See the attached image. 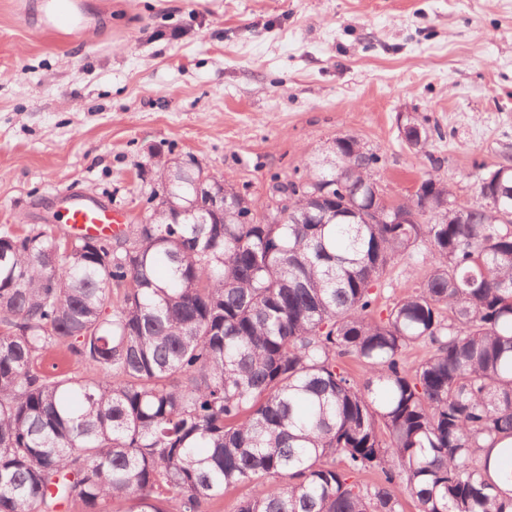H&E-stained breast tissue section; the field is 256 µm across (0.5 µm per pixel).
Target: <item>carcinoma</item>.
Here are the masks:
<instances>
[{
    "label": "carcinoma",
    "instance_id": "obj_1",
    "mask_svg": "<svg viewBox=\"0 0 512 512\" xmlns=\"http://www.w3.org/2000/svg\"><path fill=\"white\" fill-rule=\"evenodd\" d=\"M363 148L336 137L304 192L333 179L337 202L383 208ZM505 166L476 177L497 208L429 174L393 206L407 224L307 202L266 224L230 184L223 223L194 224L187 181L114 242L0 232V512H207L243 486L236 512H512V446L490 468L512 437ZM421 244L428 275L377 313L379 278ZM54 350L70 368L49 376Z\"/></svg>",
    "mask_w": 512,
    "mask_h": 512
}]
</instances>
